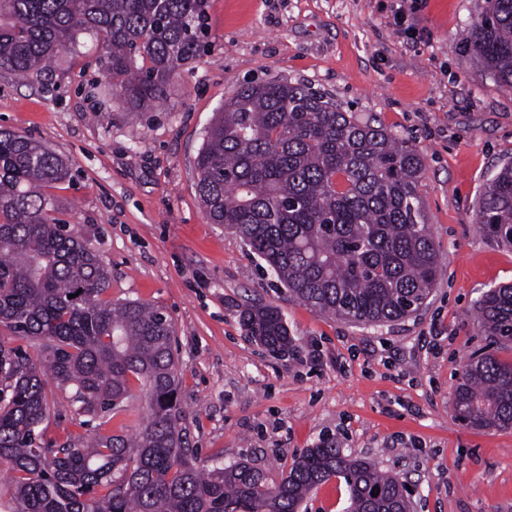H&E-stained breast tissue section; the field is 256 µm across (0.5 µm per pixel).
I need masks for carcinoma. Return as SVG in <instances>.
Here are the masks:
<instances>
[{
    "label": "carcinoma",
    "instance_id": "cac0c4a2",
    "mask_svg": "<svg viewBox=\"0 0 512 512\" xmlns=\"http://www.w3.org/2000/svg\"><path fill=\"white\" fill-rule=\"evenodd\" d=\"M208 0H0V69L51 82L82 36L96 42L89 97L116 94L149 111L175 70L200 56ZM467 42L512 92V0H488ZM425 164L413 144L361 124L308 85L241 87L205 130L196 189L212 224L233 230L288 295L316 312L378 325L418 311L437 284L439 250L418 195ZM72 178L64 158L0 130V327L42 341L33 359L0 339V462L12 512H299L335 477L349 512H409L404 484L331 441L310 448L278 484L241 460L195 465L186 446L174 326L162 309L112 301V270L94 245L49 220V190ZM479 229L512 248V164L488 179ZM486 334L512 344V285L476 302ZM268 350L293 349L272 305L240 314ZM143 392L135 432L46 437L48 393L62 389L100 429ZM453 412L473 427H512V363L468 358Z\"/></svg>",
    "mask_w": 512,
    "mask_h": 512
}]
</instances>
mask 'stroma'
Here are the masks:
<instances>
[{
  "label": "stroma",
  "instance_id": "obj_1",
  "mask_svg": "<svg viewBox=\"0 0 512 512\" xmlns=\"http://www.w3.org/2000/svg\"><path fill=\"white\" fill-rule=\"evenodd\" d=\"M404 7L405 35L392 14ZM486 0H208V46L181 66L156 110L121 97L95 111V50L63 57L53 90L0 70V128L69 163L50 216L91 240L113 299L163 307L176 331L182 426L198 466L249 461L278 483L330 438L407 481L413 512H512V428L460 424L457 374L491 344L475 304L512 285V249L475 223L486 181L512 162V92L464 36ZM303 83L424 155L418 187L441 277L415 314L356 326L291 299L241 239L210 223L194 158L214 113L242 86ZM277 306L295 339L276 354L242 330L246 303ZM48 435H92L54 391Z\"/></svg>",
  "mask_w": 512,
  "mask_h": 512
}]
</instances>
